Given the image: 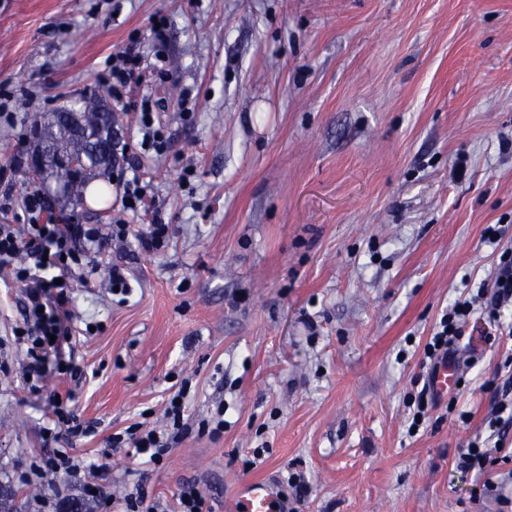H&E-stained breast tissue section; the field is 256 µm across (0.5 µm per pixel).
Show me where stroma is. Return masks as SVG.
<instances>
[{"label": "stroma", "mask_w": 512, "mask_h": 512, "mask_svg": "<svg viewBox=\"0 0 512 512\" xmlns=\"http://www.w3.org/2000/svg\"><path fill=\"white\" fill-rule=\"evenodd\" d=\"M131 45L167 74L150 91L169 144L142 149L129 114L116 132L168 245L110 251L126 301L99 273L76 286L77 382L25 383L11 334L24 296L0 281V500L40 512L48 487L19 476L50 451L54 393L96 422L58 442L90 463L188 377L190 416L223 406V434L190 436L157 468L115 449L112 497L139 481L177 512L191 482L225 512L238 483L266 479L288 512H500L512 427L486 471L456 456L493 432L512 335L470 317L454 402L409 425L443 310L494 271L486 227L512 236V0H0V97L14 114L0 124V221L25 218L35 110L110 96L107 63ZM45 199L76 224L120 209Z\"/></svg>", "instance_id": "obj_1"}]
</instances>
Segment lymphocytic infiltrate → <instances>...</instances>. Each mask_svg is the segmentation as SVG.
<instances>
[{
	"label": "lymphocytic infiltrate",
	"mask_w": 512,
	"mask_h": 512,
	"mask_svg": "<svg viewBox=\"0 0 512 512\" xmlns=\"http://www.w3.org/2000/svg\"><path fill=\"white\" fill-rule=\"evenodd\" d=\"M114 190L123 211L134 216H149L150 222L139 238L141 248L149 254L167 245L168 226L160 209L148 198L145 182L138 168L118 169ZM49 205L40 192L29 194L24 202L27 217L23 224H0V279L22 289L25 301L24 322L17 340L26 348L25 373L31 387H38L48 377H74L82 374L75 359L65 358L64 344L70 341V326L75 318L70 308V290L77 269L86 266L90 256H99L111 286L120 294L128 292L126 268L105 257L107 245L125 243L131 226L117 220L110 224H57L41 222ZM482 309L489 320H499L505 309L512 308V247L502 248L494 269L491 292L483 305L464 299L455 301L441 316L435 332L425 346L432 363L453 359L463 325L475 309ZM191 393L190 380H182L163 412V422L147 426L139 422L124 434L110 436L100 451V461L85 464L59 448L36 457L30 473L47 481H62L68 489L78 491L90 512H112L114 500L103 482L110 471V451L118 445L130 447V456L144 463L162 465L172 448L189 434L212 437L224 432V413L198 421L187 415Z\"/></svg>",
	"instance_id": "lymphocytic-infiltrate-1"
}]
</instances>
